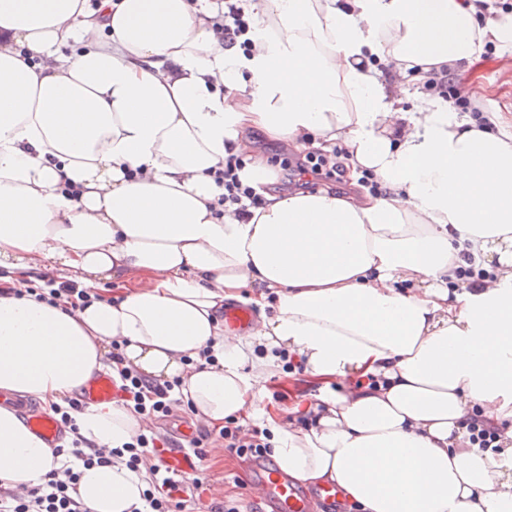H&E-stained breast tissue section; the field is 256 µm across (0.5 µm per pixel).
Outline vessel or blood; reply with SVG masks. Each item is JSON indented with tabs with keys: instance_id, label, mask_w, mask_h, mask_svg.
Masks as SVG:
<instances>
[{
	"instance_id": "vessel-or-blood-1",
	"label": "vessel or blood",
	"mask_w": 512,
	"mask_h": 512,
	"mask_svg": "<svg viewBox=\"0 0 512 512\" xmlns=\"http://www.w3.org/2000/svg\"><path fill=\"white\" fill-rule=\"evenodd\" d=\"M116 393L112 379L100 375L93 379L83 392V399L88 403L111 401ZM30 426L40 434L49 445H56L61 438L60 424L48 413L35 409L27 410ZM263 491V500L271 512H315L324 508L325 512H341L344 497L339 489L324 486L315 493L304 492L298 480L288 478L279 468L266 467L261 471L257 481Z\"/></svg>"
}]
</instances>
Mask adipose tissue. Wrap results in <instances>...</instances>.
<instances>
[{
    "label": "adipose tissue",
    "instance_id": "1",
    "mask_svg": "<svg viewBox=\"0 0 512 512\" xmlns=\"http://www.w3.org/2000/svg\"><path fill=\"white\" fill-rule=\"evenodd\" d=\"M248 7L246 56L202 0H0V483L29 488L58 465L15 399L75 397L117 341L146 380L181 378L206 423L265 420L280 469L359 512H512V135L439 99L405 108L367 64L456 69L512 43V22L463 0ZM248 130L343 144L388 193L272 195L238 218L213 172L234 154L244 182L271 181ZM465 249L495 277L453 293ZM40 270L95 299L26 293ZM245 288L257 315L241 334L224 304ZM207 348L214 363L198 364ZM283 351L318 387L289 421L262 405ZM477 414L499 450L471 446ZM75 423L109 449L145 426L113 401ZM145 487L112 463L83 470L75 494L132 512Z\"/></svg>",
    "mask_w": 512,
    "mask_h": 512
}]
</instances>
